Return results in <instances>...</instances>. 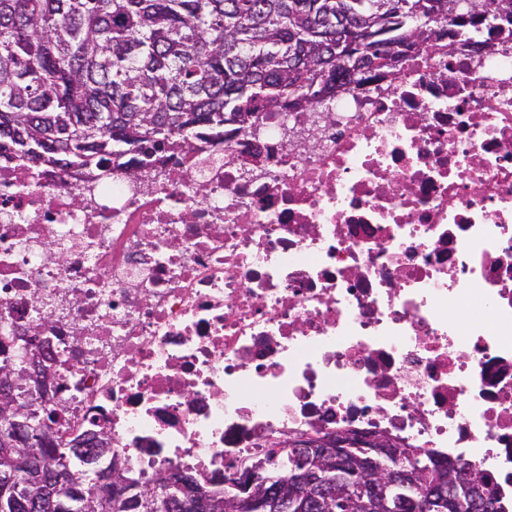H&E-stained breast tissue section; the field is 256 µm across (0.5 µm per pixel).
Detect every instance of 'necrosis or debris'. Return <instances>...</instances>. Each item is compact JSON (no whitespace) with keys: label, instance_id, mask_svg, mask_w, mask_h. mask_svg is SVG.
Instances as JSON below:
<instances>
[{"label":"necrosis or debris","instance_id":"4bbe7bcc","mask_svg":"<svg viewBox=\"0 0 512 512\" xmlns=\"http://www.w3.org/2000/svg\"><path fill=\"white\" fill-rule=\"evenodd\" d=\"M46 337L66 436L143 483L352 429L512 501V39L425 45L325 112L139 179L0 153V340Z\"/></svg>","mask_w":512,"mask_h":512}]
</instances>
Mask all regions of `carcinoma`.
Here are the masks:
<instances>
[{
  "instance_id": "cac0c4a2",
  "label": "carcinoma",
  "mask_w": 512,
  "mask_h": 512,
  "mask_svg": "<svg viewBox=\"0 0 512 512\" xmlns=\"http://www.w3.org/2000/svg\"><path fill=\"white\" fill-rule=\"evenodd\" d=\"M505 14L512 0H477ZM480 34L448 0H0V151L23 162L139 176L195 137L229 141L260 112L324 105L397 50L402 71L422 42ZM79 439L45 427L36 447L0 442V512H110L101 483L112 466ZM456 512H487L491 477L459 463Z\"/></svg>"
}]
</instances>
